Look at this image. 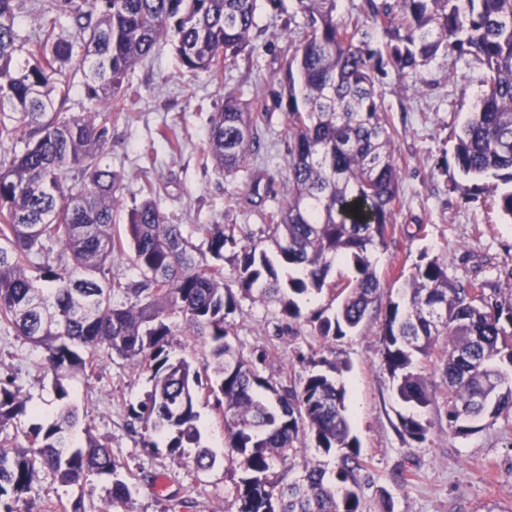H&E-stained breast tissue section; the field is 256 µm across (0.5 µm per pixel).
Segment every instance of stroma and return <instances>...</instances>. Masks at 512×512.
Segmentation results:
<instances>
[{
  "mask_svg": "<svg viewBox=\"0 0 512 512\" xmlns=\"http://www.w3.org/2000/svg\"><path fill=\"white\" fill-rule=\"evenodd\" d=\"M256 42L260 54L252 72L232 70L224 79L239 87L241 99L271 102L286 89L280 34L285 26L303 25L296 0H258ZM422 93L413 78L386 69L377 83L378 102L393 135L392 151L401 172V206L395 231L370 260L385 291L398 293L421 256L438 259L449 272L465 278L498 281L512 290V224L503 223L494 201L507 186L491 176H464L454 158L452 130L467 118L480 90L481 74L465 59L441 57L421 75ZM223 90L204 73L181 71L169 43L138 64L124 83L126 115L114 123L105 161L124 177L126 206L140 202L145 182L160 186L156 201L168 223L190 232L196 224H229L237 234L258 232L267 211L288 188L287 117L273 107L266 128L264 161L228 176L206 160L203 152L209 117L222 102ZM175 125L178 148H170L159 132ZM154 145V166L139 158L143 146ZM261 178L271 189L248 194L245 182ZM337 302L328 294L311 296L302 305L303 319L286 321L275 303L239 297L228 322L233 341L266 377L299 381L320 371V358L345 363L340 380L347 390L351 432L360 443L364 468L358 474L364 512H512V419H498L465 438L448 434L443 406L425 411L400 399L382 364L376 332L382 320L372 311L355 332L322 339L307 317L313 312L334 316ZM40 350L0 326V376H12L20 395L36 415L18 417L9 432L24 443V431L36 421L55 417L59 403L51 378L45 377ZM69 404L106 443L119 471L133 480L129 503L115 510L107 496L109 477L89 476L83 488L64 486L49 473L34 483L35 502L84 495L97 512H232L239 477L226 447L224 418L212 402L201 401L202 444L217 460L213 468L187 476L191 448H169L168 435L154 436L144 447L130 423L131 409L151 389L148 374L132 370L115 355L102 356L96 372L68 382ZM420 415L428 428L424 444L405 442L401 417ZM166 477L158 491L153 482Z\"/></svg>",
  "mask_w": 512,
  "mask_h": 512,
  "instance_id": "obj_1",
  "label": "stroma"
}]
</instances>
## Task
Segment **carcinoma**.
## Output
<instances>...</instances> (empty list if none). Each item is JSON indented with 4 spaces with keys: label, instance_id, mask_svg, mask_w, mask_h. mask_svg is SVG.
<instances>
[{
    "label": "carcinoma",
    "instance_id": "obj_1",
    "mask_svg": "<svg viewBox=\"0 0 512 512\" xmlns=\"http://www.w3.org/2000/svg\"><path fill=\"white\" fill-rule=\"evenodd\" d=\"M16 2L0 0V147L24 143L0 159V322L44 351L60 401L69 396L66 381L94 371L103 352L150 373L152 390L132 409L133 423L147 437L171 434L172 448H195L189 474L215 463L200 445L196 411L201 393L213 397L241 470L235 512H362L363 460L345 386L332 377L345 365L324 357L327 371L293 385L256 371L231 339L227 316L237 300L224 284V249L236 250L241 294L277 300L284 319L298 320L295 297L336 291L334 318H311L319 336L358 328L381 306L369 253L394 233L400 204L377 75L389 66L416 76L440 55L469 57L481 72L480 93L454 134V157L466 175L512 182V0H366L363 13L348 16L338 13L337 0H298L306 23L284 30L288 94L274 103L287 114L288 196L265 214L259 236L242 239L223 224H196L184 234L167 223L154 184L124 209V176L102 157L126 111L125 79L160 41L172 43L186 72L215 80L252 70L260 52L257 0H43L47 20L35 38L20 35ZM62 17L75 40L56 33ZM71 62L89 107L67 114L73 84L62 76ZM267 118L266 103H244L237 86L224 84V104L209 119L208 156L228 175L247 169L263 149ZM197 239L213 263L196 260ZM265 241L299 276L279 279ZM127 251L140 273L136 283L112 271V258ZM341 260L355 275L337 286L328 276ZM500 292L496 280L451 276L438 260L422 259L383 309L382 360L398 396L420 409L435 404V391L412 367L419 357L436 358L448 432L456 437L512 417V305L498 301ZM116 294L127 301L113 302ZM175 313L177 326L168 323ZM177 332L201 342L200 366L170 357L168 340ZM29 411L1 377L0 512H20V503L31 512L26 494L43 471L79 487L91 474L106 475L111 503L130 501L129 479L67 403L31 427L28 446L12 444L4 431ZM400 425L409 440H427L419 417L403 416ZM306 432L317 448L339 452L336 471L312 462L292 473L293 459L307 453ZM40 510L88 512L82 494Z\"/></svg>",
    "mask_w": 512,
    "mask_h": 512
}]
</instances>
